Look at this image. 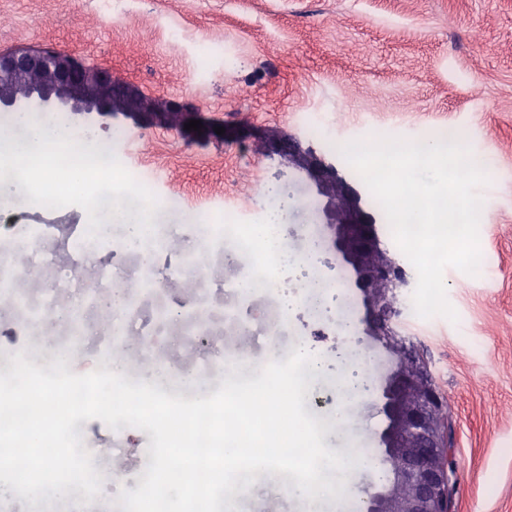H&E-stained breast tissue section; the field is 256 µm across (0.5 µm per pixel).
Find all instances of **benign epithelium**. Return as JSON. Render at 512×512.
<instances>
[{"label": "benign epithelium", "instance_id": "obj_1", "mask_svg": "<svg viewBox=\"0 0 512 512\" xmlns=\"http://www.w3.org/2000/svg\"><path fill=\"white\" fill-rule=\"evenodd\" d=\"M0 107L17 112L65 107L94 114L104 124L122 117L135 128L158 126L224 140L205 122L199 132L184 128L189 120L201 119L200 112L147 95L132 83L118 85L108 69L89 67L76 54L53 47L0 51ZM258 141L266 154L279 156L305 175L328 200L329 245L350 273L368 335L395 361L378 394L386 418L379 445L385 457L403 458L396 482L407 497L399 505L393 485L370 483L360 490L365 512H451V449L445 447L441 419L446 401L425 362L394 326L399 290L410 285L406 269L382 244L376 222L362 207L360 190L310 140L267 128Z\"/></svg>", "mask_w": 512, "mask_h": 512}]
</instances>
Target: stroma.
<instances>
[{"label": "stroma", "instance_id": "35a3bbf8", "mask_svg": "<svg viewBox=\"0 0 512 512\" xmlns=\"http://www.w3.org/2000/svg\"><path fill=\"white\" fill-rule=\"evenodd\" d=\"M54 45L87 65L106 66L120 83L131 82L164 100L200 108L209 120L237 128L274 127L312 139L328 159L346 164L340 145L380 136L414 141L464 138L491 160L489 188L479 224L477 275L447 268L444 283L457 322L424 319L404 309L397 330L428 363L447 399L457 467L454 512H512V0H0V51ZM322 114L330 133L313 134L310 118ZM66 125L99 142H113L122 165L146 183L161 207L159 224H222L245 217L262 202L265 187L294 194L284 215L295 266L279 274L260 297L254 321L276 322L269 340L245 332L228 336L213 320L216 365L231 352L252 363L272 348L306 349L320 361L308 383L305 410L323 429V444L350 456L354 486L375 480L383 468L378 434L384 419L375 396L351 394L358 366L375 363L384 381L392 360L359 321L355 293L328 249L317 268L336 277V292L350 321L316 322L294 291L308 270L311 241L298 227L321 223L306 207L315 194L279 157L262 154L257 141H199L163 128L136 129L124 120L104 125L59 112ZM11 224H55L36 275L19 292L39 301L56 289L63 303L78 301L94 285L98 257L79 252L69 229L87 226L86 212L70 205L50 209L0 189V233ZM209 281L188 276L168 288L163 303L145 302L143 313L162 317L164 305L192 302L200 288L221 305L223 278L249 279L248 267L229 268L212 257ZM166 336L142 348L127 335L131 365L195 369L200 350ZM287 474L256 476L254 512L285 499L286 512H336L333 500L283 495Z\"/></svg>", "mask_w": 512, "mask_h": 512}]
</instances>
